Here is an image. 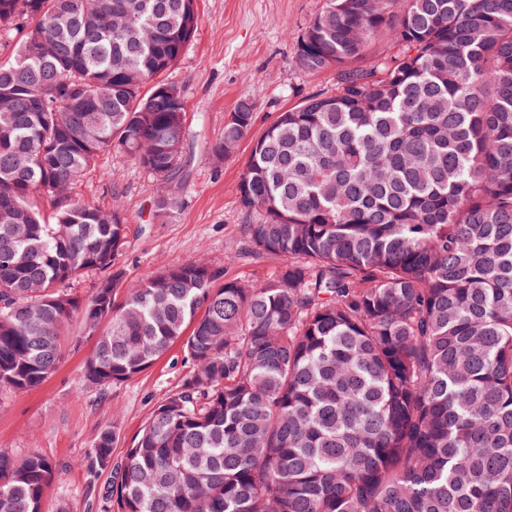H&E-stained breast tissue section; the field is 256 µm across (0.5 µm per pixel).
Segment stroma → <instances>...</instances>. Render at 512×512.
I'll return each instance as SVG.
<instances>
[{
  "label": "stroma",
  "mask_w": 512,
  "mask_h": 512,
  "mask_svg": "<svg viewBox=\"0 0 512 512\" xmlns=\"http://www.w3.org/2000/svg\"><path fill=\"white\" fill-rule=\"evenodd\" d=\"M326 0H198L194 38L168 78L181 87L198 136L187 156V177L176 204L156 220L151 177L117 151L101 155L79 192L103 208L121 196L128 218L119 260L128 279L164 267L202 261L223 268L228 280L262 281L276 271L274 257L226 261L227 248L245 238L255 217L240 204L238 183L252 147L280 112L317 93H335L337 73L311 75L294 67L298 36ZM251 97L254 123L237 151L214 163L209 144L219 141L236 102ZM94 340L81 317L65 329L63 356L41 386L17 392L0 387V450L15 456L38 451L56 466L41 512H100L110 470L89 471L82 460L98 433L113 426V456H122L154 408L181 389L193 368L181 344L151 367L109 388L88 386L84 363Z\"/></svg>",
  "instance_id": "obj_1"
}]
</instances>
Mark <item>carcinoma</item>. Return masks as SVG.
Segmentation results:
<instances>
[{
  "mask_svg": "<svg viewBox=\"0 0 512 512\" xmlns=\"http://www.w3.org/2000/svg\"><path fill=\"white\" fill-rule=\"evenodd\" d=\"M197 20L196 0H0V385L45 382L77 314L106 325L89 386L182 343L193 370L123 459L109 426L84 459L111 469L103 512H512V0H326L292 63L336 68V94L280 113L238 183L257 219L226 259L275 274L130 281L121 199L76 188L113 149L157 182L155 217L174 207L190 130L164 88ZM382 35L394 53L363 64ZM97 270L110 287L61 288ZM54 476L0 451V512H41Z\"/></svg>",
  "mask_w": 512,
  "mask_h": 512,
  "instance_id": "cac0c4a2",
  "label": "carcinoma"
}]
</instances>
